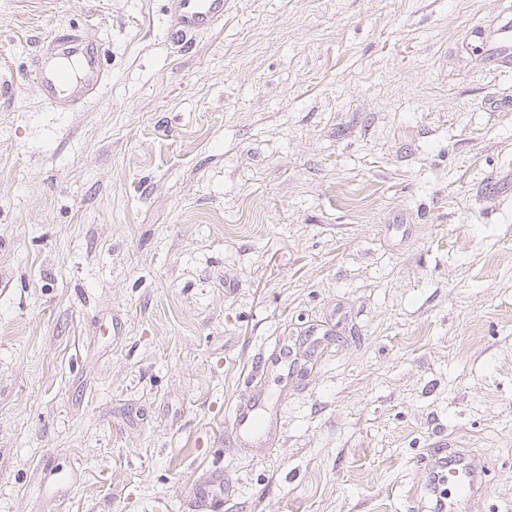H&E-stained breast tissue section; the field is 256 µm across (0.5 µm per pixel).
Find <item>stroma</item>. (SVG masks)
<instances>
[{"mask_svg":"<svg viewBox=\"0 0 512 512\" xmlns=\"http://www.w3.org/2000/svg\"><path fill=\"white\" fill-rule=\"evenodd\" d=\"M511 8L226 0L186 49L164 0H0V512H434L442 442L512 512V70L469 50ZM63 30L110 71L72 112ZM52 44L53 52L48 59H36L35 79L41 85L43 95L55 108L63 111L77 110L93 98L108 79L110 72L105 56L98 49L83 43L74 34L56 35ZM61 56L78 59L79 76L75 80L68 81L67 73L54 66V58ZM65 84L73 86V89L68 96L60 97L57 91ZM260 400L249 405L235 408L232 418V432L237 438L246 441L249 438H264L276 426L273 413L262 408Z\"/></svg>","mask_w":512,"mask_h":512,"instance_id":"obj_1","label":"stroma"}]
</instances>
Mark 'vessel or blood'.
<instances>
[{
    "instance_id": "1",
    "label": "vessel or blood",
    "mask_w": 512,
    "mask_h": 512,
    "mask_svg": "<svg viewBox=\"0 0 512 512\" xmlns=\"http://www.w3.org/2000/svg\"><path fill=\"white\" fill-rule=\"evenodd\" d=\"M169 19L180 36L208 31L224 21V0H169ZM54 56L74 57L79 61V75L68 80L65 71L54 66L52 58L35 62L34 74L44 96L63 111L79 109L93 98L105 84L110 72L104 55L89 47L74 34H59L52 41ZM483 63L489 68H499L512 63V19L502 21L489 33L484 49ZM276 426L273 413L263 408L261 402L236 407L232 418V431L237 438L248 440L264 438ZM449 486L440 502L442 512H461L473 496L478 477L464 457L453 454L449 461Z\"/></svg>"
}]
</instances>
